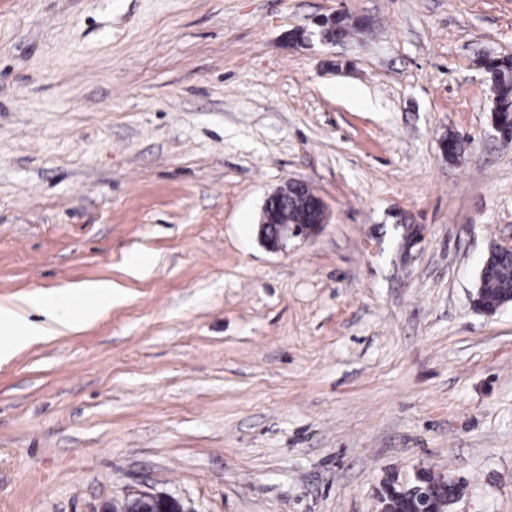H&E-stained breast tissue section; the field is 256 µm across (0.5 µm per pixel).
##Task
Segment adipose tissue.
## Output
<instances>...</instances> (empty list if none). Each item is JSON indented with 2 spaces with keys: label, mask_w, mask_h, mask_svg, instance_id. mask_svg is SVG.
<instances>
[{
  "label": "adipose tissue",
  "mask_w": 512,
  "mask_h": 512,
  "mask_svg": "<svg viewBox=\"0 0 512 512\" xmlns=\"http://www.w3.org/2000/svg\"><path fill=\"white\" fill-rule=\"evenodd\" d=\"M118 290L112 280L95 279L1 303L0 365L30 346L87 330L109 313Z\"/></svg>",
  "instance_id": "adipose-tissue-1"
}]
</instances>
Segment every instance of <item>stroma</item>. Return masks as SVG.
Here are the masks:
<instances>
[{
	"mask_svg": "<svg viewBox=\"0 0 512 512\" xmlns=\"http://www.w3.org/2000/svg\"><path fill=\"white\" fill-rule=\"evenodd\" d=\"M340 11L369 28L289 42ZM486 53L512 0H0V302L123 288L0 365V512H377L420 468L512 512V304L472 302L512 238ZM288 181L329 221L275 253ZM297 187L307 192L312 202L311 211L315 224H295L297 220L298 199L288 197L291 188ZM288 202V208L283 207L281 224L278 218L279 206ZM327 223V209L324 200L307 184L300 182H286L267 195L264 200L259 222V239L262 244L272 252H282L288 247L290 239H308L316 234L323 224ZM102 512H190L182 500L163 492L140 491L113 500Z\"/></svg>",
	"mask_w": 512,
	"mask_h": 512,
	"instance_id": "35a3bbf8",
	"label": "stroma"
}]
</instances>
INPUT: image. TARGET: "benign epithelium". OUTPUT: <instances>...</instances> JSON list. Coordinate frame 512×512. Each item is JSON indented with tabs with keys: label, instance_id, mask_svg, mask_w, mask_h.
Masks as SVG:
<instances>
[{
	"label": "benign epithelium",
	"instance_id": "obj_1",
	"mask_svg": "<svg viewBox=\"0 0 512 512\" xmlns=\"http://www.w3.org/2000/svg\"><path fill=\"white\" fill-rule=\"evenodd\" d=\"M316 30L304 29L295 31L289 36L292 43H306L315 37L324 45L335 46L336 40V15L323 16L315 21ZM297 187L307 192L312 202L313 224H282L279 221V206L288 202V192ZM327 223V209L324 200L307 184L289 181L267 195L264 200L259 222V239L262 244L272 252H282L287 249L288 242L294 238L308 239L316 234L323 224ZM446 482L448 476L437 474L426 468H420L415 472L414 482L409 485H401L391 481L383 487L379 493V512H393V505L398 499L405 501H418L423 498V485L427 484L429 476ZM458 486L463 483L457 479L450 480ZM462 498V493L455 496L437 497L426 499V505L416 508L413 512H449L454 504ZM102 512H190L185 508L182 500L171 494L163 492L140 491L125 496L121 500H114L107 505Z\"/></svg>",
	"mask_w": 512,
	"mask_h": 512
}]
</instances>
